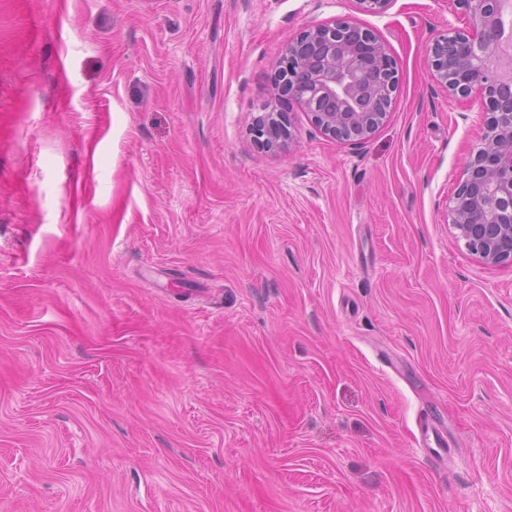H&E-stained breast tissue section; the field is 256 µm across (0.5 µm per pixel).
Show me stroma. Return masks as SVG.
<instances>
[{
    "label": "stroma",
    "mask_w": 512,
    "mask_h": 512,
    "mask_svg": "<svg viewBox=\"0 0 512 512\" xmlns=\"http://www.w3.org/2000/svg\"><path fill=\"white\" fill-rule=\"evenodd\" d=\"M394 59L361 143L249 131L285 45ZM451 0H0V512H512V265L448 204ZM429 421L448 441L421 448Z\"/></svg>",
    "instance_id": "35a3bbf8"
}]
</instances>
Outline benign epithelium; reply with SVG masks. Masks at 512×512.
Listing matches in <instances>:
<instances>
[{"label": "benign epithelium", "instance_id": "7a95c632", "mask_svg": "<svg viewBox=\"0 0 512 512\" xmlns=\"http://www.w3.org/2000/svg\"><path fill=\"white\" fill-rule=\"evenodd\" d=\"M471 17L472 30L439 35L429 47L434 77L448 96L486 99V127L466 163L448 208L466 249L488 266L512 264V32L503 14L507 0H452ZM353 24L308 29L291 39L287 65L278 75V96L304 107L324 134L364 141L383 124L381 96H392L397 73L379 39L350 38ZM283 112L253 118L252 128L269 148L283 146Z\"/></svg>", "mask_w": 512, "mask_h": 512}]
</instances>
